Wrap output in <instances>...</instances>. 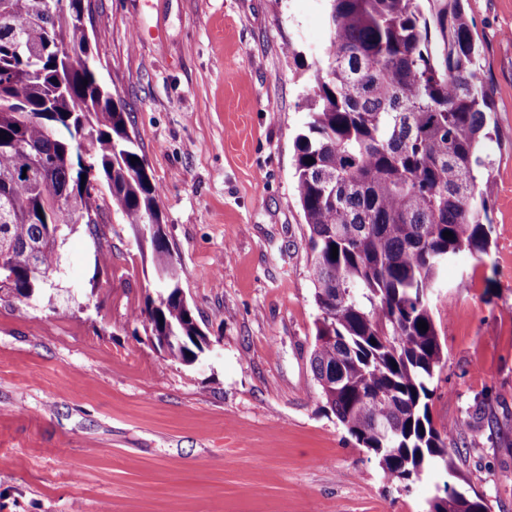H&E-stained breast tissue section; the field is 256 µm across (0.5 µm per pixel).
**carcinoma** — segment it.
Instances as JSON below:
<instances>
[{
	"instance_id": "carcinoma-1",
	"label": "carcinoma",
	"mask_w": 512,
	"mask_h": 512,
	"mask_svg": "<svg viewBox=\"0 0 512 512\" xmlns=\"http://www.w3.org/2000/svg\"><path fill=\"white\" fill-rule=\"evenodd\" d=\"M35 4L0 0L9 21L0 25V261L12 264L0 293L17 299L43 292L68 236L104 209L81 175L107 187L131 230L161 223L159 189L144 161L131 162L139 153L123 106L96 78L83 0L53 17ZM326 17L308 120L295 137L320 311L310 369L324 407L387 481L431 467L455 477L449 450L467 423L439 430L430 414L443 353L429 295L458 253L490 248L495 159L485 142L496 126L481 47L462 0H326ZM146 242L163 292L135 317L165 359L189 364L203 333L177 295L168 243ZM496 403L482 395L470 419L481 422ZM437 512L490 508L472 488L452 491Z\"/></svg>"
}]
</instances>
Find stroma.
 <instances>
[{"mask_svg": "<svg viewBox=\"0 0 512 512\" xmlns=\"http://www.w3.org/2000/svg\"><path fill=\"white\" fill-rule=\"evenodd\" d=\"M464 6L498 126L494 230L431 292L446 364L430 411L441 428L497 395L496 425L453 457L491 512H512V0ZM93 24L97 79L160 189L212 347L163 360L133 317L159 292L148 243L113 205L79 226L43 296L0 298V512H427L446 472L388 483L315 397L294 141L324 0H93Z\"/></svg>", "mask_w": 512, "mask_h": 512, "instance_id": "35a3bbf8", "label": "stroma"}]
</instances>
